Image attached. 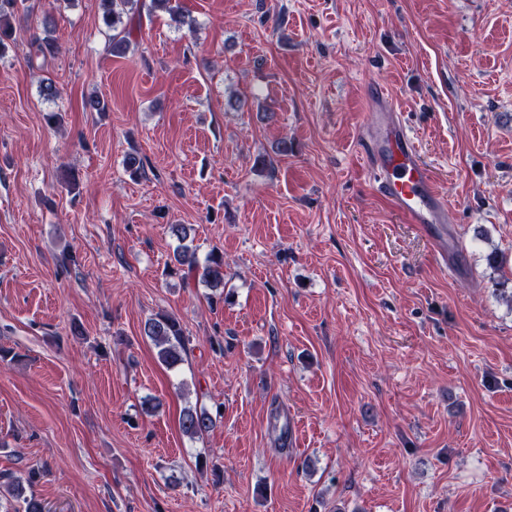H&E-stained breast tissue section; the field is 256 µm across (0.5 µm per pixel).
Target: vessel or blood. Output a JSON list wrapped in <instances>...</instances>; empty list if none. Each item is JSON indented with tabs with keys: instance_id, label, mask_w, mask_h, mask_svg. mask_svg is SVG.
<instances>
[{
	"instance_id": "obj_1",
	"label": "vessel or blood",
	"mask_w": 512,
	"mask_h": 512,
	"mask_svg": "<svg viewBox=\"0 0 512 512\" xmlns=\"http://www.w3.org/2000/svg\"><path fill=\"white\" fill-rule=\"evenodd\" d=\"M368 122L360 135L365 167L377 193L402 218L430 239L440 264L459 267L458 240L447 234L448 200L392 100L381 90L369 93Z\"/></svg>"
}]
</instances>
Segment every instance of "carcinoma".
I'll use <instances>...</instances> for the list:
<instances>
[{"instance_id": "cac0c4a2", "label": "carcinoma", "mask_w": 512, "mask_h": 512, "mask_svg": "<svg viewBox=\"0 0 512 512\" xmlns=\"http://www.w3.org/2000/svg\"><path fill=\"white\" fill-rule=\"evenodd\" d=\"M23 2L25 0H0V48L4 41L13 39V28L6 21L4 8L14 10ZM140 2L141 0H101L104 23L112 31L110 40L112 54L115 56L121 57L129 49L132 36L130 24L133 15L139 11ZM147 12L151 15L165 12L180 26L193 25V19L183 12L175 0H149ZM52 33L53 18L47 15L43 19L42 34L32 37L30 41L32 57L45 59L58 53L59 48ZM175 234L181 244L173 252L167 267L168 274L178 277L185 286L192 282L204 285L210 290L209 299L213 303L224 301V255L212 250L201 261L197 248L185 244L188 237L186 228L175 227ZM143 331L154 343L161 364L169 369L182 364L186 352V336L179 318L168 313H156L147 319ZM221 418L223 415L219 406L213 412L188 406L180 415L179 425L183 435L190 439H199L212 430ZM12 496L20 506L5 508L0 503V512H46L44 503L33 495H26L25 488L20 484L13 488Z\"/></svg>"}]
</instances>
